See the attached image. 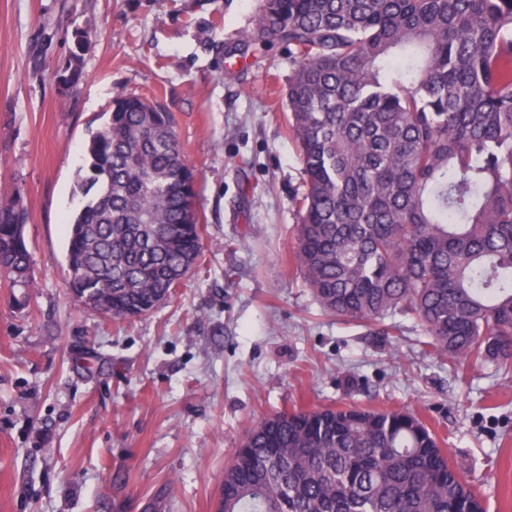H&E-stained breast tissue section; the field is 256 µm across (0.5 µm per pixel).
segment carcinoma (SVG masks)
<instances>
[{"instance_id": "obj_1", "label": "carcinoma", "mask_w": 512, "mask_h": 512, "mask_svg": "<svg viewBox=\"0 0 512 512\" xmlns=\"http://www.w3.org/2000/svg\"><path fill=\"white\" fill-rule=\"evenodd\" d=\"M288 45L304 173L294 260L322 309L400 315L423 349L512 374V0H263L256 42ZM75 303L147 315L202 255L197 173L158 102L117 95L76 171ZM17 188L0 277L34 280ZM216 512H485L441 440L403 409H297L253 424Z\"/></svg>"}]
</instances>
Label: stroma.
I'll list each match as a JSON object with an SVG mask.
<instances>
[{
  "instance_id": "obj_1",
  "label": "stroma",
  "mask_w": 512,
  "mask_h": 512,
  "mask_svg": "<svg viewBox=\"0 0 512 512\" xmlns=\"http://www.w3.org/2000/svg\"><path fill=\"white\" fill-rule=\"evenodd\" d=\"M262 0H0V195L22 188L36 279H0V512H215L246 430L295 408H406L488 512H512V377L450 368L421 326L323 312L293 260L302 189L283 46L233 55ZM82 77L57 78L75 32ZM120 93L162 104L199 175V266L145 316L66 284L75 171Z\"/></svg>"
}]
</instances>
